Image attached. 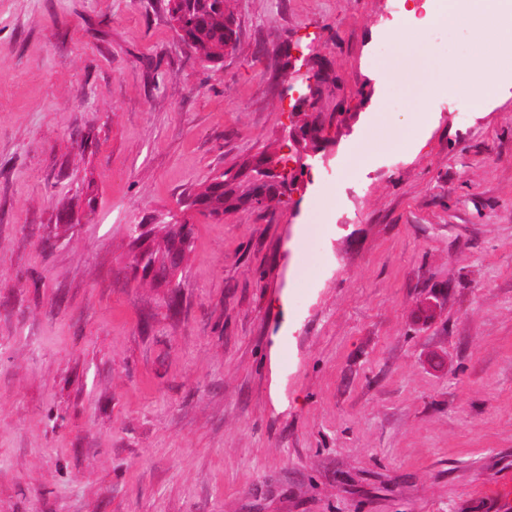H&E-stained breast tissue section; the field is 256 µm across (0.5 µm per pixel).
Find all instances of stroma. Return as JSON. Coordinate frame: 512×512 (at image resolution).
I'll list each match as a JSON object with an SVG mask.
<instances>
[{"label": "stroma", "mask_w": 512, "mask_h": 512, "mask_svg": "<svg viewBox=\"0 0 512 512\" xmlns=\"http://www.w3.org/2000/svg\"><path fill=\"white\" fill-rule=\"evenodd\" d=\"M228 7L207 69L167 0H0V512H512V77L456 106L408 0ZM301 79V84H297L298 80ZM286 92H292L295 99L297 101H303L307 98V93L304 90L309 86L316 82V73L315 72H305V73H296L293 79L290 76H286ZM322 78L319 76L315 87L311 91V101H310V109L315 110L316 106L321 98L322 90L320 87V83ZM305 86V89H304Z\"/></svg>", "instance_id": "stroma-1"}]
</instances>
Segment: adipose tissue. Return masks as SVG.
<instances>
[{
    "instance_id": "obj_1",
    "label": "adipose tissue",
    "mask_w": 512,
    "mask_h": 512,
    "mask_svg": "<svg viewBox=\"0 0 512 512\" xmlns=\"http://www.w3.org/2000/svg\"><path fill=\"white\" fill-rule=\"evenodd\" d=\"M423 16L407 13L401 27L388 33L390 42L406 52L429 56L431 49L421 35L429 26L470 29L475 43L493 39L512 46V0H427Z\"/></svg>"
}]
</instances>
